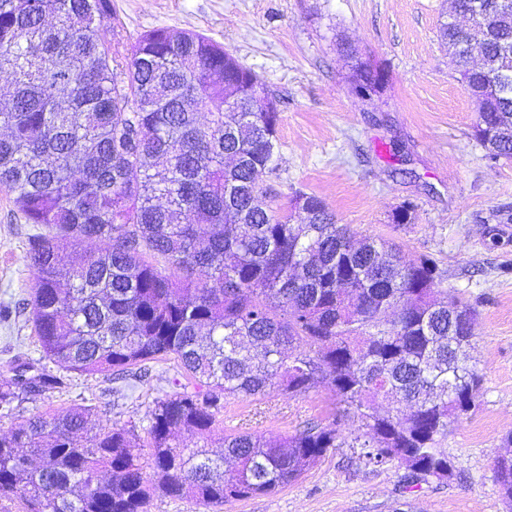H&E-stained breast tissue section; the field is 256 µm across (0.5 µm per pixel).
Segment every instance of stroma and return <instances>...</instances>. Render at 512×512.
I'll list each match as a JSON object with an SVG mask.
<instances>
[{
	"instance_id": "35a3bbf8",
	"label": "stroma",
	"mask_w": 512,
	"mask_h": 512,
	"mask_svg": "<svg viewBox=\"0 0 512 512\" xmlns=\"http://www.w3.org/2000/svg\"><path fill=\"white\" fill-rule=\"evenodd\" d=\"M128 34L157 26L202 33L256 72L276 99L278 174L262 177L284 209L318 196L357 237L396 243L411 261L433 258L444 284L476 311L471 353L483 374L476 406L444 442L456 479L405 489L403 464L367 467L354 448L330 451L295 484L223 506L153 497L149 512H507L492 459L512 433V161H488L474 138L476 106L437 36L446 0H112ZM370 61L384 85L362 98L354 80ZM412 205V220L395 223ZM30 228L0 191V373L42 360L28 302ZM172 363L146 379L72 375L67 388L0 411V432L35 413L94 409L103 425L136 424L148 459L146 415L175 388ZM326 390L234 398L224 428L267 436L330 420Z\"/></svg>"
}]
</instances>
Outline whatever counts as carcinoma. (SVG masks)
Listing matches in <instances>:
<instances>
[{
  "instance_id": "1",
  "label": "carcinoma",
  "mask_w": 512,
  "mask_h": 512,
  "mask_svg": "<svg viewBox=\"0 0 512 512\" xmlns=\"http://www.w3.org/2000/svg\"><path fill=\"white\" fill-rule=\"evenodd\" d=\"M502 0H450L485 31L443 22L448 52L477 109L487 156L512 157V82L497 74L512 20ZM111 0H0V191L33 225L26 254L41 358L58 372L0 377V408L52 392L66 374H149L159 358L186 383L147 414L150 463L134 430L92 422L90 409L37 413L0 433V501L23 512H147L152 494L205 506L298 481L334 448L373 466L406 465V488L453 467L442 443L475 407L483 375L470 354L472 308L442 287L436 262L355 235L309 195L304 216L277 212L259 177L276 172L281 118L252 112L263 82L224 47L154 27L119 61ZM358 86L383 75L356 67ZM86 240L98 251L81 261ZM323 385L336 415L274 437L219 429L224 401L272 386ZM387 400L392 409L378 411ZM366 431L346 442L340 417ZM512 506V453L494 456Z\"/></svg>"
}]
</instances>
